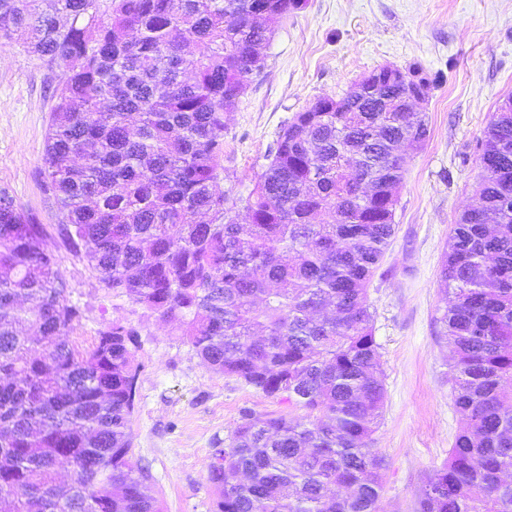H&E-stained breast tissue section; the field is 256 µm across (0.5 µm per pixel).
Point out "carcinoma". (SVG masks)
Here are the masks:
<instances>
[{
	"mask_svg": "<svg viewBox=\"0 0 512 512\" xmlns=\"http://www.w3.org/2000/svg\"><path fill=\"white\" fill-rule=\"evenodd\" d=\"M100 2L0 0V41L62 71L43 156L61 235L108 293L175 325L210 370L292 408L241 412L208 464L216 512H382L385 459L370 443L385 387L367 290L395 234L399 146H423L429 128L378 99L426 95L428 82L385 65L357 81L362 95L296 113L245 198V230L216 181L263 0ZM304 2L272 0L267 20ZM479 162L435 319L464 427L414 512H512V95ZM44 236L0 190V512H161L132 456L138 333L115 319L87 350L68 340L83 311Z\"/></svg>",
	"mask_w": 512,
	"mask_h": 512,
	"instance_id": "cac0c4a2",
	"label": "carcinoma"
}]
</instances>
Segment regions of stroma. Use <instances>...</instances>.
Returning <instances> with one entry per match:
<instances>
[{
    "label": "stroma",
    "mask_w": 512,
    "mask_h": 512,
    "mask_svg": "<svg viewBox=\"0 0 512 512\" xmlns=\"http://www.w3.org/2000/svg\"><path fill=\"white\" fill-rule=\"evenodd\" d=\"M384 65L416 66L433 81L420 105L429 137L406 151L396 232L369 289L386 390L372 442L386 460L381 500L385 512H412L424 476L446 461L463 426L452 403L450 347L434 324L446 297L438 270L456 218L476 201L484 130L512 94V0H307L276 25L261 70L228 115L217 187L247 196L270 144L297 112L318 97H342ZM58 81L36 55L0 46V188L48 229L44 246L85 312L71 341L90 347L118 317L138 332L130 437L162 512H214L206 476L215 444H229L243 410L262 416L288 406L213 373L178 329L108 294L70 251L42 175Z\"/></svg>",
    "instance_id": "35a3bbf8"
}]
</instances>
